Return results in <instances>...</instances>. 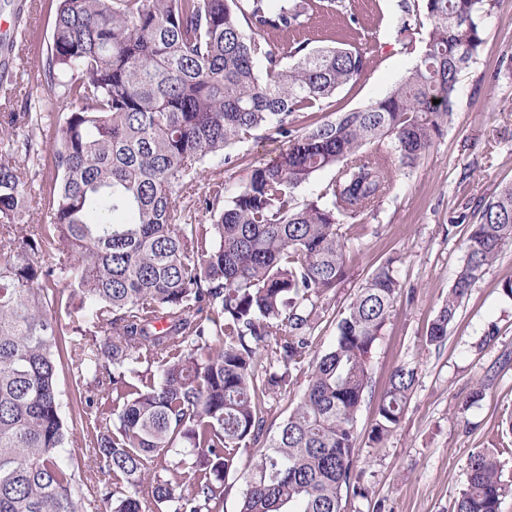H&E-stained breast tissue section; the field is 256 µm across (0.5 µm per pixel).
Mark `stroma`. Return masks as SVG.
<instances>
[{"label": "stroma", "mask_w": 512, "mask_h": 512, "mask_svg": "<svg viewBox=\"0 0 512 512\" xmlns=\"http://www.w3.org/2000/svg\"><path fill=\"white\" fill-rule=\"evenodd\" d=\"M343 13H316L305 36L315 47H359L369 65L357 81L337 91L332 109L346 112L386 96L417 61L401 49L395 28L399 0H344ZM57 0H0V123L23 108L33 59L45 50ZM484 44L460 74L453 117L442 136L411 170L396 172L392 193L377 212L344 230L355 249V278L338 286L322 306L312 350L323 353L336 336V318L358 282L389 256H397L403 292L371 354L372 386L358 414V468L364 496L349 497L346 512H452L467 478L468 457L482 448L501 449L506 491L499 512H512V297L502 285L512 280V246L486 270L464 299L448 338L439 347L424 336L448 297L465 259L464 240L476 223L479 204L512 183V0H501L484 22ZM279 144L255 148L231 169L210 168L205 181L236 192L253 164L273 157ZM32 189L27 219L48 220L49 170L28 162ZM466 223H458V216ZM494 342L480 346L489 327ZM417 371L416 390L398 429L381 447L369 434L381 395L394 367ZM487 381L481 400L460 405L477 382Z\"/></svg>", "instance_id": "35a3bbf8"}]
</instances>
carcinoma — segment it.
<instances>
[{
	"label": "carcinoma",
	"instance_id": "obj_1",
	"mask_svg": "<svg viewBox=\"0 0 512 512\" xmlns=\"http://www.w3.org/2000/svg\"><path fill=\"white\" fill-rule=\"evenodd\" d=\"M401 0L396 37L416 64L386 97L295 129L367 66L360 48L299 38L343 0H59L37 65L70 110L34 92L23 118L49 138L0 127V512H220L250 448L239 512H345L363 495L357 415L371 352L402 292L395 259L340 313L277 428L267 398L288 393L316 329L318 301L353 276L341 232L374 212L394 172L414 167L451 121L459 75L499 0ZM292 36L287 50L268 35ZM285 147L231 196L199 197L210 223L177 205L209 164L244 145ZM46 153L50 220L24 233L21 165ZM331 179L310 196L318 174ZM465 260L427 330L440 346L472 286L512 245V184L470 225ZM93 433L104 480L82 491L62 454L61 372ZM417 373L393 369L370 440L400 425ZM190 489L182 490L184 482ZM499 452L471 455L454 512H499Z\"/></svg>",
	"mask_w": 512,
	"mask_h": 512
}]
</instances>
